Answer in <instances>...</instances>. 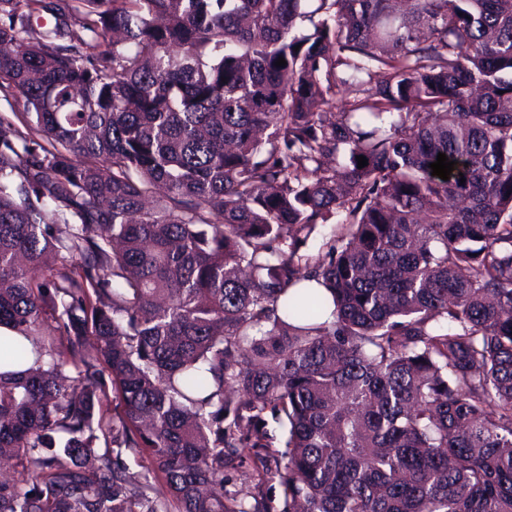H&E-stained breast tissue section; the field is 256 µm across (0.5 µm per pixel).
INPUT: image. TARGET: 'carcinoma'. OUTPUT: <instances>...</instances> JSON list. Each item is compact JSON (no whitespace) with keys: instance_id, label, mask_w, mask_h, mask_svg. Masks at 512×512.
Segmentation results:
<instances>
[{"instance_id":"carcinoma-1","label":"carcinoma","mask_w":512,"mask_h":512,"mask_svg":"<svg viewBox=\"0 0 512 512\" xmlns=\"http://www.w3.org/2000/svg\"><path fill=\"white\" fill-rule=\"evenodd\" d=\"M0 79V512H512V0H0ZM0 84H2L0 87V114L11 117L16 125L25 132V128L16 118L18 116L22 120V113L27 112L23 97L17 90L9 88L1 79Z\"/></svg>"}]
</instances>
